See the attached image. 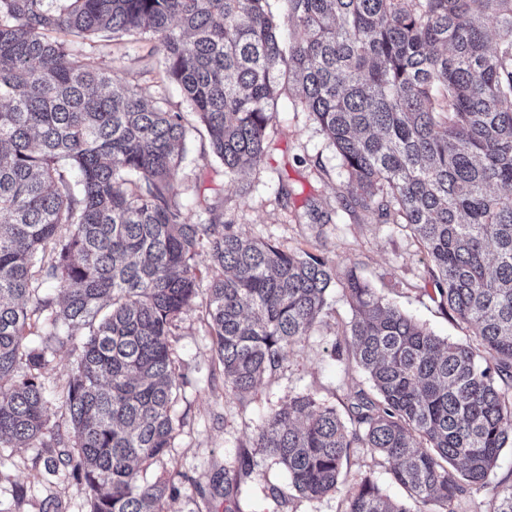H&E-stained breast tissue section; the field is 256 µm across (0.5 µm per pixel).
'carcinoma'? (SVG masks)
Listing matches in <instances>:
<instances>
[{
    "instance_id": "obj_1",
    "label": "carcinoma",
    "mask_w": 512,
    "mask_h": 512,
    "mask_svg": "<svg viewBox=\"0 0 512 512\" xmlns=\"http://www.w3.org/2000/svg\"><path fill=\"white\" fill-rule=\"evenodd\" d=\"M284 2L279 15L270 0H0V447H47L43 370L60 333L86 330L63 398L69 436L43 462L45 478L84 483L85 512H163L174 491L139 472L172 447L170 337L199 294L201 248L238 399L310 335L335 275L243 238L215 205L207 224L185 217L172 191L185 114L145 103L55 29L153 43L230 178L260 164L275 101L295 86L341 161V209L409 226L441 307L470 328L473 344L440 337L349 268L335 349L369 389L345 419L302 393L258 426L256 447L300 496L338 491L350 449L366 448L407 499L366 475L343 512H456L512 448V0ZM49 281L58 307L39 296ZM256 476L247 452L225 464L228 512ZM486 512H512V483Z\"/></svg>"
}]
</instances>
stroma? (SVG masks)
<instances>
[{"instance_id": "stroma-1", "label": "stroma", "mask_w": 512, "mask_h": 512, "mask_svg": "<svg viewBox=\"0 0 512 512\" xmlns=\"http://www.w3.org/2000/svg\"><path fill=\"white\" fill-rule=\"evenodd\" d=\"M82 47L100 67L127 77L145 100L171 111H188V103L164 78L161 56L150 54L147 43L132 37L95 38L84 41ZM266 143L261 164L230 180L211 153L205 133L188 128L172 179L175 198L188 219L208 223L206 206L217 205L225 222L244 236L272 241L286 251L318 255L339 276L347 267L357 266L374 288L435 334L471 341L470 330L450 320L427 295L423 274L428 258L409 228L339 208L344 175L336 150L308 113L294 111L288 97L277 101ZM282 187L289 195L281 199L277 192ZM328 302L326 314L310 336L286 352L276 373L239 400L225 393L223 368L207 325L206 298L201 295L194 300L171 338L180 374L173 406L174 440L165 456L140 471L141 480L151 482L161 476L176 485L177 494L165 502L166 512H224L225 463L240 449L251 448L261 418L288 397L311 392L344 410L348 395L365 379L335 349L352 317L340 285H331ZM82 341V336H74L44 372L49 430L64 422L63 396ZM52 453L49 447L0 450V501L9 503L12 512H42L48 498L58 503L59 512H82L86 494L79 481L40 482L35 459ZM258 463L257 477L240 496L242 512H340L341 494L299 497L274 459L262 456ZM365 475L375 480L384 495L405 498L386 464L367 449H352L342 480L350 484ZM18 483L30 485L31 492L16 503L11 490ZM272 484L282 490L283 503L270 497Z\"/></svg>"}]
</instances>
